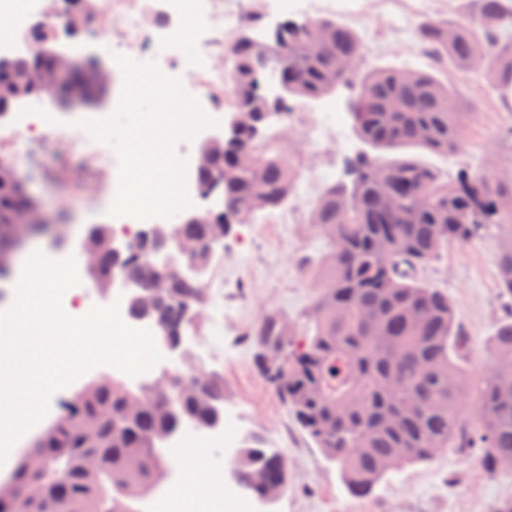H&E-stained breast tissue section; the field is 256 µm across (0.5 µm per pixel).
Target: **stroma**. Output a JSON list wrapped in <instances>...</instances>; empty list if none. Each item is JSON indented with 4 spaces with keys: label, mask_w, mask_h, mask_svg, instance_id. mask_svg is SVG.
I'll list each match as a JSON object with an SVG mask.
<instances>
[{
    "label": "stroma",
    "mask_w": 512,
    "mask_h": 512,
    "mask_svg": "<svg viewBox=\"0 0 512 512\" xmlns=\"http://www.w3.org/2000/svg\"><path fill=\"white\" fill-rule=\"evenodd\" d=\"M471 6L470 0H341L337 21L351 27L364 41L365 61L375 66L411 65L448 82L458 83L465 111L469 149L455 156L427 150L415 151L423 165L448 175L464 166L483 167L497 161V172L512 173V145L501 138L512 126L506 111L480 72L458 82L446 61L421 53L412 38L397 37L391 25L394 11L410 13L413 21L427 16L454 20ZM241 14L258 12L265 27L292 18L303 20L304 0H238ZM124 77L117 74L92 104L76 110L52 107L48 101H25L28 109L53 112L59 128L75 129L77 121L109 116L115 110ZM350 93L303 101L290 126L276 125L272 140L290 145L296 155L297 177L293 199L282 213H260L255 221L237 225L212 259L206 276L209 302L190 334L201 351H212L207 369L224 377L229 396L224 409L236 419L241 438L260 436L267 450L288 460V485L276 501L264 504L249 499L248 512H492L500 501L512 499V475L491 476L477 455L450 448L434 460L407 465L376 485L364 499L347 492L338 465L328 460L293 420L276 390L257 371L249 334L266 313L277 311L299 319L309 308L313 293L311 275L302 260L327 248L326 240L309 222V212L326 183L334 180L345 153L359 148ZM332 115V133L319 130L323 115ZM18 177L41 208L51 217L49 231L33 239L30 249L52 248L65 238L70 254H79L87 229L111 223L108 214L112 179L88 169L79 152L61 146L29 143L25 148L0 146ZM501 230L489 229L467 244H449L442 257L424 272L453 303L461 325L462 357L468 382H476L492 363L489 341L494 327L512 311L499 295L496 255Z\"/></svg>",
    "instance_id": "stroma-1"
}]
</instances>
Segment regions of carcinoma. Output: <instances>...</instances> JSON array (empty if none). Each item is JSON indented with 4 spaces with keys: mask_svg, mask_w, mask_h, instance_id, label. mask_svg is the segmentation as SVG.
I'll list each match as a JSON object with an SVG mask.
<instances>
[{
    "mask_svg": "<svg viewBox=\"0 0 512 512\" xmlns=\"http://www.w3.org/2000/svg\"><path fill=\"white\" fill-rule=\"evenodd\" d=\"M68 12L69 27L86 25L84 0ZM417 49L447 60L460 79L476 68L512 112V0H473L469 14L453 23L434 17L414 28ZM230 106L263 113L268 107L255 83L258 40L244 38L225 49ZM365 48L347 25L331 18L286 20L267 51L271 77L280 88L282 120L299 99H317L352 89L349 103L358 139L375 150L419 147L462 154L467 112L457 108V86L410 67L365 68ZM80 84L90 98L99 86L92 68L63 63L50 45L0 66V108L45 96L41 78ZM203 181L221 178L224 197L241 205L208 209L200 224H183L181 237L194 244L192 260L209 265L206 244L224 238L258 213L284 208L295 188V162L247 127L234 144L215 152ZM17 177L0 167V240L21 209ZM512 217V176L486 168L459 170L453 178L413 157L389 160L355 151L343 158L340 178L324 187L310 221L328 249L307 263L316 268L309 310L291 323L269 312L251 331L254 365L276 388L298 425L316 447L339 464L343 484L358 498L408 464L426 463L448 448L473 451L491 475L512 473V313L491 342L494 362L475 389L464 385L460 328L448 295L423 270L448 244H465ZM509 226V225H507ZM105 225L93 240L101 286L111 279L113 259ZM119 267L130 284L154 290L155 315L176 338L194 324L206 304L207 284L185 281L151 261L147 240ZM499 291L512 302V225L496 258ZM280 352L266 367L259 351ZM224 377L198 364L178 386L153 379L132 389L114 380L69 400L65 422L34 444L33 467L22 478L42 492L15 512H140L135 503L150 488L163 461V445L179 431L173 406L196 428L211 427L224 402ZM97 427L90 443L85 423ZM91 455L97 466L88 469ZM232 469L238 484L257 497L288 484V461L257 442L239 449ZM262 471L266 483H251Z\"/></svg>",
    "mask_w": 512,
    "mask_h": 512,
    "instance_id": "obj_1",
    "label": "carcinoma"
}]
</instances>
